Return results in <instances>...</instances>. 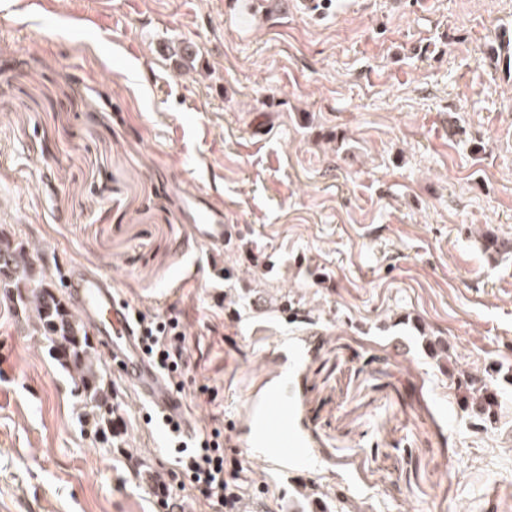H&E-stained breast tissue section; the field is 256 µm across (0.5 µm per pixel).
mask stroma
Here are the masks:
<instances>
[{"mask_svg": "<svg viewBox=\"0 0 512 512\" xmlns=\"http://www.w3.org/2000/svg\"><path fill=\"white\" fill-rule=\"evenodd\" d=\"M23 2L0 0V239L58 295L80 261L178 318L180 397L242 464L236 512H512V256L480 238H512V0H290L249 27L230 0ZM182 184L232 246L190 239ZM9 296L0 512H221L113 367L123 427L94 435ZM453 368L503 375L497 427Z\"/></svg>", "mask_w": 512, "mask_h": 512, "instance_id": "1", "label": "stroma"}]
</instances>
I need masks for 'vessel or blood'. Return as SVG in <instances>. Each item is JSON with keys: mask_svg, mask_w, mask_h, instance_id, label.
<instances>
[{"mask_svg": "<svg viewBox=\"0 0 512 512\" xmlns=\"http://www.w3.org/2000/svg\"><path fill=\"white\" fill-rule=\"evenodd\" d=\"M190 236L197 243L220 247L230 237L223 211L213 207L199 191L185 195ZM68 298L96 343L117 365L121 380L162 417L179 421L185 436L194 433L186 420L181 398L143 355L129 306L117 299L112 282L78 264L66 267Z\"/></svg>", "mask_w": 512, "mask_h": 512, "instance_id": "obj_1", "label": "vessel or blood"}]
</instances>
